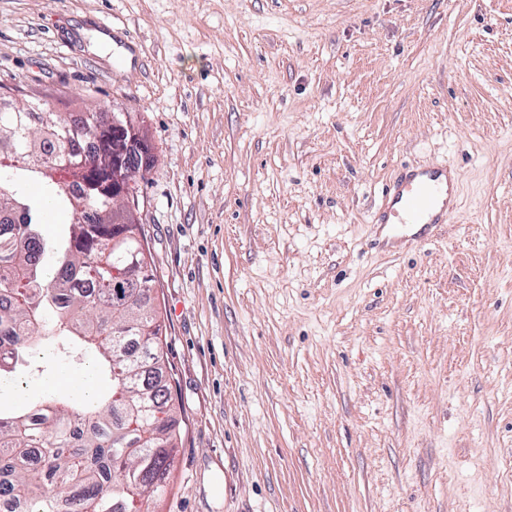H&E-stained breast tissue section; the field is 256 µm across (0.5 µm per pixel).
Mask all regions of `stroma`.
Returning <instances> with one entry per match:
<instances>
[{
    "label": "stroma",
    "mask_w": 512,
    "mask_h": 512,
    "mask_svg": "<svg viewBox=\"0 0 512 512\" xmlns=\"http://www.w3.org/2000/svg\"><path fill=\"white\" fill-rule=\"evenodd\" d=\"M0 84L147 135L156 512H512V0H0ZM423 161L419 245L372 217ZM403 173L382 191L376 224L420 226L419 238L427 229L439 230L456 213L459 182L457 172L439 163L404 165Z\"/></svg>",
    "instance_id": "obj_1"
}]
</instances>
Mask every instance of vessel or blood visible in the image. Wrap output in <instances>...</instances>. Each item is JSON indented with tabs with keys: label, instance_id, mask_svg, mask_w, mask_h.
I'll return each mask as SVG.
<instances>
[{
	"label": "vessel or blood",
	"instance_id": "vessel-or-blood-1",
	"mask_svg": "<svg viewBox=\"0 0 512 512\" xmlns=\"http://www.w3.org/2000/svg\"><path fill=\"white\" fill-rule=\"evenodd\" d=\"M459 192L455 170L439 163L404 166L402 174L382 191L381 224L437 230L450 222Z\"/></svg>",
	"mask_w": 512,
	"mask_h": 512
}]
</instances>
